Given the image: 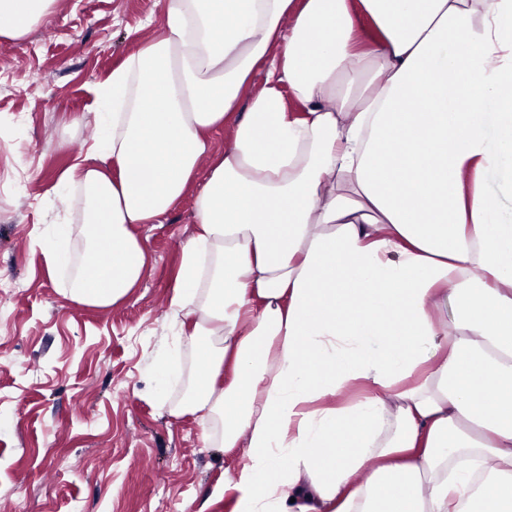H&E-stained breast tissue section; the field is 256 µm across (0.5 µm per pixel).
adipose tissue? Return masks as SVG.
Instances as JSON below:
<instances>
[{
	"label": "adipose tissue",
	"mask_w": 512,
	"mask_h": 512,
	"mask_svg": "<svg viewBox=\"0 0 512 512\" xmlns=\"http://www.w3.org/2000/svg\"><path fill=\"white\" fill-rule=\"evenodd\" d=\"M92 94L69 294L123 299L194 193L172 336L233 512H512V0H168Z\"/></svg>",
	"instance_id": "adipose-tissue-1"
}]
</instances>
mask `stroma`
Segmentation results:
<instances>
[{
	"label": "stroma",
	"instance_id": "stroma-1",
	"mask_svg": "<svg viewBox=\"0 0 512 512\" xmlns=\"http://www.w3.org/2000/svg\"><path fill=\"white\" fill-rule=\"evenodd\" d=\"M162 13L161 0H56L27 38L0 43V284L19 285L0 300V512H230L224 423L204 443L184 409L193 341L165 396L154 372L193 195L165 223L134 225L147 265L115 305L73 301L71 267L50 272L42 250L45 225L63 220L73 256L86 254L82 199L61 206L55 186L96 138L91 86L160 33Z\"/></svg>",
	"mask_w": 512,
	"mask_h": 512
}]
</instances>
